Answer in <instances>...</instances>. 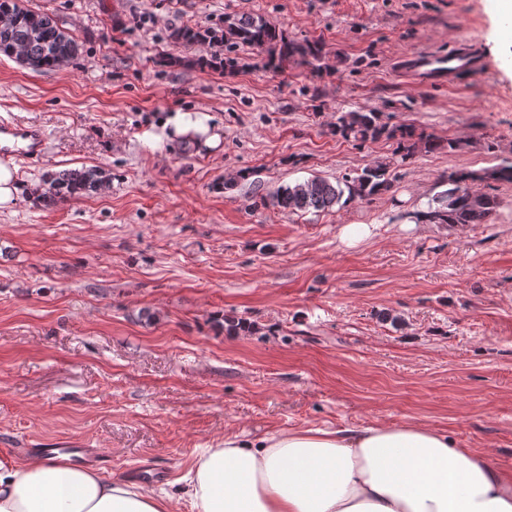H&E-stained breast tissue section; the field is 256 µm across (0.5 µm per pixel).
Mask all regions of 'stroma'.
<instances>
[{
  "label": "stroma",
  "instance_id": "obj_1",
  "mask_svg": "<svg viewBox=\"0 0 512 512\" xmlns=\"http://www.w3.org/2000/svg\"><path fill=\"white\" fill-rule=\"evenodd\" d=\"M80 44L66 72L0 57V118L41 126L49 169L98 166L110 194L0 210V455L70 440L100 473L160 487L200 448L241 433L427 425L512 472V183L484 182L489 223L419 224L448 174L512 160V38L490 0H24ZM260 14L324 44L331 72L232 75L172 29ZM463 45L489 63L450 84L405 56ZM385 113L464 149L393 163V187L325 212L252 196L391 161L386 140L331 135L337 113ZM203 118L196 142L162 128ZM218 135L211 143L210 135ZM348 224H369L350 246ZM155 312L153 322L142 310ZM246 319L230 335L224 316Z\"/></svg>",
  "mask_w": 512,
  "mask_h": 512
}]
</instances>
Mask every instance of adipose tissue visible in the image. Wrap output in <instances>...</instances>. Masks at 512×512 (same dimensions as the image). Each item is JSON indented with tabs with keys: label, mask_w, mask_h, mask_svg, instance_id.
<instances>
[{
	"label": "adipose tissue",
	"mask_w": 512,
	"mask_h": 512,
	"mask_svg": "<svg viewBox=\"0 0 512 512\" xmlns=\"http://www.w3.org/2000/svg\"><path fill=\"white\" fill-rule=\"evenodd\" d=\"M192 512H512V475L406 424L225 437L181 480ZM0 512H172L168 493L69 461L0 456Z\"/></svg>",
	"instance_id": "obj_1"
}]
</instances>
